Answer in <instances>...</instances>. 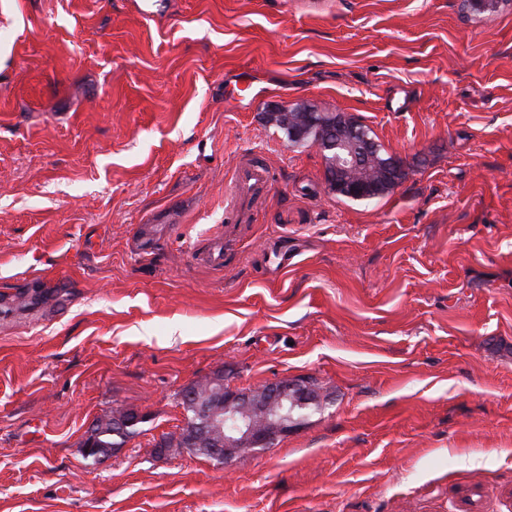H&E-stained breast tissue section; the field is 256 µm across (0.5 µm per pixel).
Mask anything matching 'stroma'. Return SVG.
<instances>
[{
	"instance_id": "35a3bbf8",
	"label": "stroma",
	"mask_w": 512,
	"mask_h": 512,
	"mask_svg": "<svg viewBox=\"0 0 512 512\" xmlns=\"http://www.w3.org/2000/svg\"><path fill=\"white\" fill-rule=\"evenodd\" d=\"M298 104L402 180L331 192L264 119ZM218 370L320 407L221 465L156 452ZM114 409L144 431L89 464ZM0 512H512V2L0 0ZM358 129L363 131V134L367 137L368 141H362L359 149L364 146L368 148L370 154V165L363 172L366 178H372L374 180H380L383 175L382 166L392 160L391 156H386L381 149V145L378 144L374 136L371 135V131L362 124L355 122L354 124ZM269 182L267 170L259 166L242 169L235 178L230 206L235 207L245 199H251L256 195L258 185H266Z\"/></svg>"
}]
</instances>
